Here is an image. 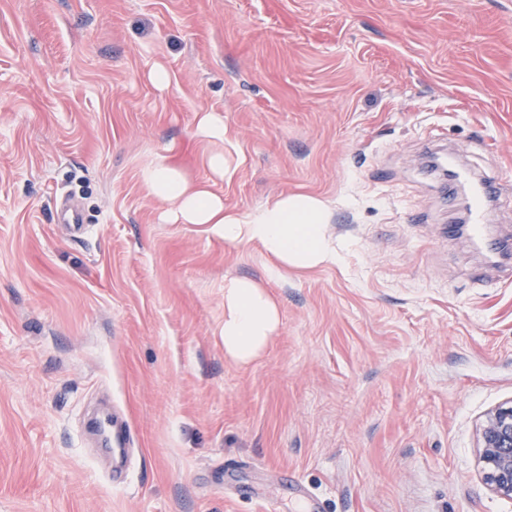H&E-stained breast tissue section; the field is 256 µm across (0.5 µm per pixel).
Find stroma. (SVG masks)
Here are the masks:
<instances>
[{"mask_svg":"<svg viewBox=\"0 0 512 512\" xmlns=\"http://www.w3.org/2000/svg\"><path fill=\"white\" fill-rule=\"evenodd\" d=\"M203 112L225 207L318 196L340 263L161 222L142 174L211 178ZM430 150L512 179V0H0V512H512L476 448L512 400V276L449 235ZM228 276L280 306L246 366ZM197 133L204 141L224 142V120L212 112H204L199 119ZM57 221L79 233L86 229L83 213L78 201L71 195L63 196L57 204Z\"/></svg>","mask_w":512,"mask_h":512,"instance_id":"35a3bbf8","label":"stroma"}]
</instances>
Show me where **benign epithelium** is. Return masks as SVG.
I'll return each instance as SVG.
<instances>
[{
    "label": "benign epithelium",
    "instance_id": "1",
    "mask_svg": "<svg viewBox=\"0 0 512 512\" xmlns=\"http://www.w3.org/2000/svg\"><path fill=\"white\" fill-rule=\"evenodd\" d=\"M484 478L501 497L512 499V401L489 410L478 431Z\"/></svg>",
    "mask_w": 512,
    "mask_h": 512
}]
</instances>
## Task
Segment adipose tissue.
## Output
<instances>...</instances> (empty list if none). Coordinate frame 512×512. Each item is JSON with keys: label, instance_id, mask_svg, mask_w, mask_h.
Returning a JSON list of instances; mask_svg holds the SVG:
<instances>
[{"label": "adipose tissue", "instance_id": "adipose-tissue-1", "mask_svg": "<svg viewBox=\"0 0 512 512\" xmlns=\"http://www.w3.org/2000/svg\"><path fill=\"white\" fill-rule=\"evenodd\" d=\"M212 177L193 181L177 167L158 163L143 177L150 191L168 204L164 221L197 224L206 232L234 244H256L277 267L301 271L336 264L340 254L326 232L327 205L306 193L281 194L256 213L240 217L224 207V198L212 189L213 178L224 177L223 153L206 156ZM281 328L275 300L259 282L230 277L224 281V355L246 364L257 358Z\"/></svg>", "mask_w": 512, "mask_h": 512}]
</instances>
